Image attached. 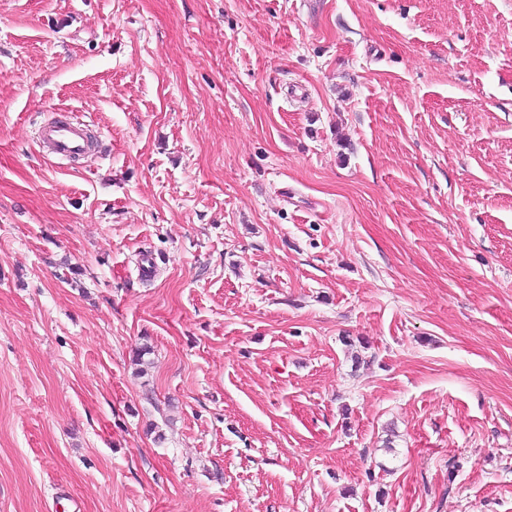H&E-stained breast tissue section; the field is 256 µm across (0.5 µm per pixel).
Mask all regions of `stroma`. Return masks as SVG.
<instances>
[{
    "mask_svg": "<svg viewBox=\"0 0 512 512\" xmlns=\"http://www.w3.org/2000/svg\"><path fill=\"white\" fill-rule=\"evenodd\" d=\"M0 512H512V0H0ZM39 140L54 156H82L90 150L88 127L76 116L44 124Z\"/></svg>",
    "mask_w": 512,
    "mask_h": 512,
    "instance_id": "obj_1",
    "label": "stroma"
}]
</instances>
